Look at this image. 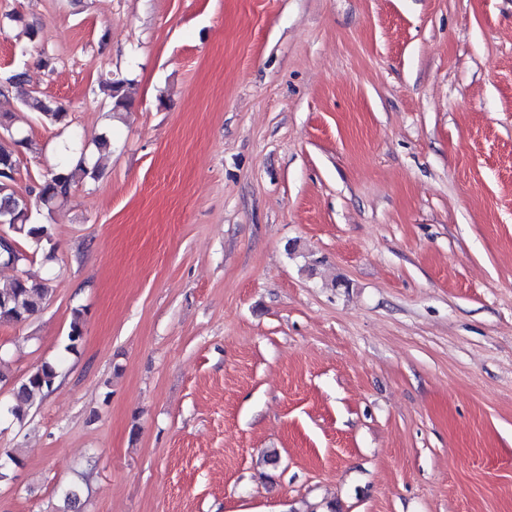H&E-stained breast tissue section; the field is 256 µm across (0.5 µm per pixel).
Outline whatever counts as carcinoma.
I'll list each match as a JSON object with an SVG mask.
<instances>
[{
  "label": "carcinoma",
  "mask_w": 512,
  "mask_h": 512,
  "mask_svg": "<svg viewBox=\"0 0 512 512\" xmlns=\"http://www.w3.org/2000/svg\"><path fill=\"white\" fill-rule=\"evenodd\" d=\"M99 91L109 99L111 111L127 108L131 100V83L122 78L99 81ZM24 107L39 119L51 125L67 124L66 109L40 93L29 95ZM7 144L0 143V216L7 220L6 226L13 240L24 251V257L16 266L18 274L6 285L0 286V323L19 324L36 315L52 292L48 280L31 279L24 266L39 256L45 264L57 260L55 227L53 224L35 223L29 214L28 201L16 190L20 156L29 149V139L16 129L3 128ZM98 177L97 166L87 162L85 153L68 145L61 159L46 173L40 175L38 197L51 216L55 210L69 200L73 188L86 179ZM68 349L75 351L83 341L81 313H76L68 333ZM58 372L51 363H44L14 384L13 403L2 407L4 413L21 424L26 418V408L38 396L51 392Z\"/></svg>",
  "instance_id": "carcinoma-1"
}]
</instances>
